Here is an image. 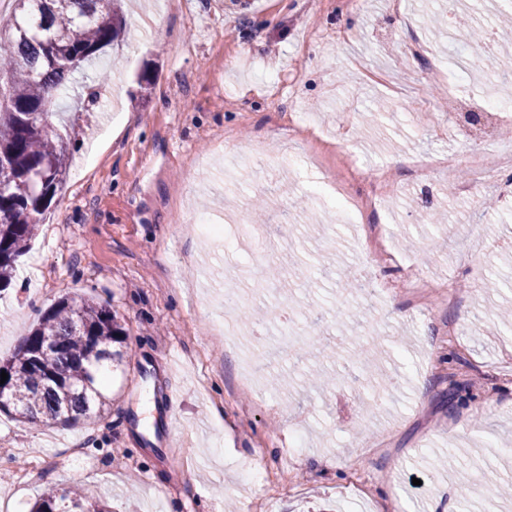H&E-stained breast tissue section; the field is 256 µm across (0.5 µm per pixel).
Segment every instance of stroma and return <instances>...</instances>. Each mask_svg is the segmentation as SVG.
<instances>
[{
  "instance_id": "stroma-1",
  "label": "stroma",
  "mask_w": 512,
  "mask_h": 512,
  "mask_svg": "<svg viewBox=\"0 0 512 512\" xmlns=\"http://www.w3.org/2000/svg\"><path fill=\"white\" fill-rule=\"evenodd\" d=\"M263 2L125 0L126 43L99 61L111 78L79 119L66 192L0 292V356L67 294L109 303L130 356L103 419L47 428L0 414V500L30 512L45 489L77 484L108 512H256L271 498L276 512H512V498L488 502L456 477L512 480V326L488 332L476 317L512 308V287L484 288L490 272L512 276V169L499 168L512 133L483 142L500 174L474 182L471 126L438 108L452 83L482 102L492 78L432 24L452 0ZM425 152L445 167L423 184L412 161ZM377 170L403 188L363 216L391 234L384 261L365 257L359 224L314 200L325 180L358 195ZM258 196L270 200L263 246L192 232L206 214L236 233ZM443 209L447 224L425 222ZM294 261L316 270L314 287L262 275ZM328 263L370 295L340 290ZM285 328L305 358H268ZM372 339L385 346L375 366L352 364ZM310 369L335 386H305ZM277 370L289 384L275 391ZM298 431L306 445L292 454ZM250 469L262 480L243 479Z\"/></svg>"
}]
</instances>
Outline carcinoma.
Instances as JSON below:
<instances>
[{"instance_id": "1", "label": "carcinoma", "mask_w": 512, "mask_h": 512, "mask_svg": "<svg viewBox=\"0 0 512 512\" xmlns=\"http://www.w3.org/2000/svg\"><path fill=\"white\" fill-rule=\"evenodd\" d=\"M0 25V292L12 284L37 225L62 193L82 129L50 121L49 107L72 76L125 27L121 0H13ZM126 329L111 306L68 296L43 314L14 353L0 359L10 404L0 413L45 426L94 421L110 406L103 363L125 361ZM31 512H107L85 491L46 492Z\"/></svg>"}]
</instances>
